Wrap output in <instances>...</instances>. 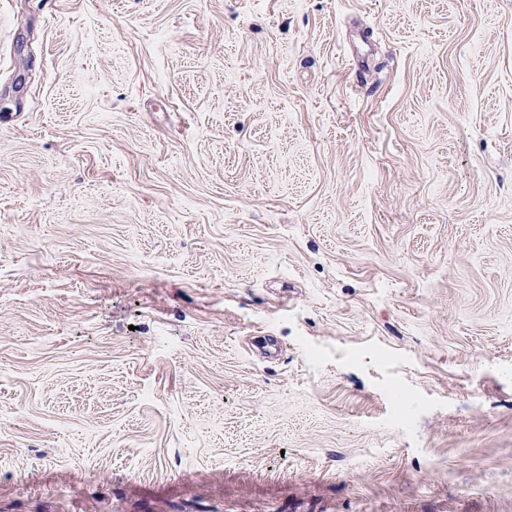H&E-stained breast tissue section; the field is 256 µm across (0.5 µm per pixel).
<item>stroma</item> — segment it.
<instances>
[{
	"label": "stroma",
	"mask_w": 512,
	"mask_h": 512,
	"mask_svg": "<svg viewBox=\"0 0 512 512\" xmlns=\"http://www.w3.org/2000/svg\"><path fill=\"white\" fill-rule=\"evenodd\" d=\"M0 512H512V0H0Z\"/></svg>",
	"instance_id": "35a3bbf8"
}]
</instances>
